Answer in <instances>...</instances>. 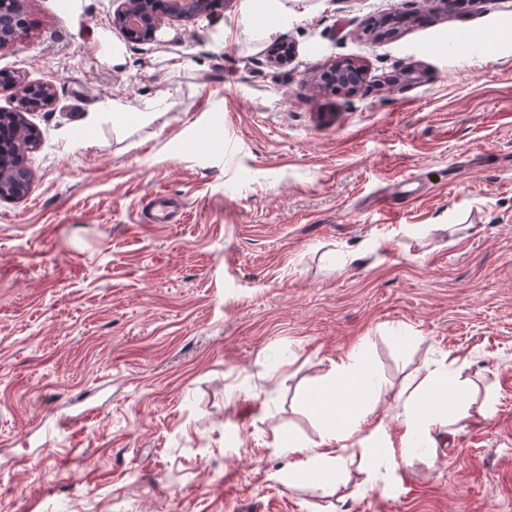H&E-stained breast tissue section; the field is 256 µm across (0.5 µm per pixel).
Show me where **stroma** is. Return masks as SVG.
Listing matches in <instances>:
<instances>
[{
    "instance_id": "obj_1",
    "label": "stroma",
    "mask_w": 512,
    "mask_h": 512,
    "mask_svg": "<svg viewBox=\"0 0 512 512\" xmlns=\"http://www.w3.org/2000/svg\"><path fill=\"white\" fill-rule=\"evenodd\" d=\"M21 6L0 73L55 99L0 199V512H512V0H217L150 44L115 0ZM397 179L420 199L380 207ZM158 193L174 223H142ZM354 350L386 436L331 487L278 445L320 442ZM432 358L471 405L391 464ZM35 147L36 144L24 149L16 156L11 165L5 166L0 161V199L17 200L28 193L32 176L31 171L25 164V152Z\"/></svg>"
}]
</instances>
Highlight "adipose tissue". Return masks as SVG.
<instances>
[{
    "instance_id": "ef3b65f1",
    "label": "adipose tissue",
    "mask_w": 512,
    "mask_h": 512,
    "mask_svg": "<svg viewBox=\"0 0 512 512\" xmlns=\"http://www.w3.org/2000/svg\"><path fill=\"white\" fill-rule=\"evenodd\" d=\"M447 375L438 363L424 364L401 392L396 409L406 432L402 449H386L389 459L404 460L411 452L433 447L434 433L448 414L467 407V399L443 386ZM382 395L380 379L352 353L337 364L332 383L313 400L322 437L317 447L306 452L309 458L321 461L328 477L371 461L372 445L385 431V419L378 413Z\"/></svg>"
}]
</instances>
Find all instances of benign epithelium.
<instances>
[{"label": "benign epithelium", "instance_id": "benign-epithelium-1", "mask_svg": "<svg viewBox=\"0 0 512 512\" xmlns=\"http://www.w3.org/2000/svg\"><path fill=\"white\" fill-rule=\"evenodd\" d=\"M21 0H0V47L11 43L26 27ZM201 14L199 0H121L113 13V25L136 43H150L164 18L191 20ZM31 171L25 164V153L6 166L0 161V199L17 200L27 194Z\"/></svg>", "mask_w": 512, "mask_h": 512}]
</instances>
